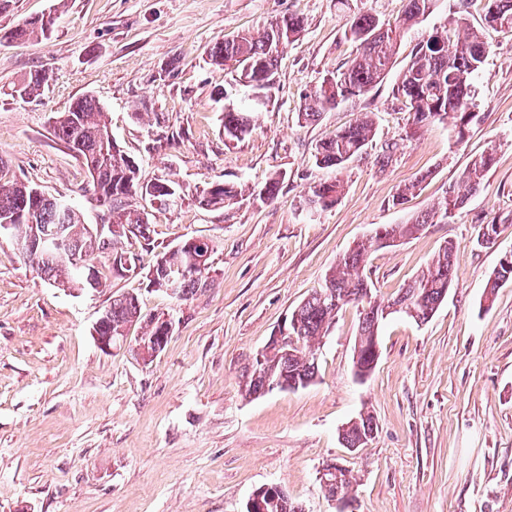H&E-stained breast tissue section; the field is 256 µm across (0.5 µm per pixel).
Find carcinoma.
<instances>
[{
	"label": "carcinoma",
	"instance_id": "cac0c4a2",
	"mask_svg": "<svg viewBox=\"0 0 512 512\" xmlns=\"http://www.w3.org/2000/svg\"><path fill=\"white\" fill-rule=\"evenodd\" d=\"M433 0H407L404 16L394 23H385L369 12H357L346 19L344 36L355 46V56L343 66L326 75L306 97L301 115L306 121H316L321 113L336 109L341 103L368 94L389 74L392 68L394 42L406 30L430 12ZM484 25L492 29H512V0H487ZM54 17L26 19L0 36V41L25 43L46 38L52 31ZM301 29L297 17H284L269 24L263 35H251L232 41L218 40L209 52L210 64L233 69L236 76H247L253 86L264 87L274 75L278 58L290 39ZM487 48L481 34L472 29L466 18L460 17L451 26H443L421 41L411 59L399 73L394 85V95L415 102L411 112L410 129L416 130L434 122L448 123L462 141L470 124L477 116L475 82L486 57ZM44 77L35 74L14 87L20 98L39 94ZM224 139L235 141L251 131L250 113L242 108H227L222 112ZM53 134L81 160L89 174L97 175L92 184L103 205L118 215L117 228L112 237L98 240L92 256L116 258L119 250L115 241L128 234L145 242L151 241V224L141 217V211L128 208L127 200L142 195L139 168L124 151L112 147V130L107 113L96 98L84 96L76 100L68 111L54 117ZM374 128L367 117L344 127L322 141L317 147L316 162L326 168H341L362 155L372 143ZM494 163L488 153L472 159L459 177L461 186L453 185L445 192L439 205L405 224L386 225L380 235L393 242L409 238L426 224L448 223L465 207L469 195L477 192L482 180ZM431 173L421 175L404 185L393 204L405 203ZM282 175L270 179L257 193L263 202L278 196ZM343 185L338 180L313 184L302 195L301 203L314 204V210H324L336 204ZM35 187L14 183L10 187L0 184V222L39 204V223L50 228H60L76 248H83L90 241L82 215L74 206L66 207L61 200L41 196L36 201ZM238 196L233 184L219 182L203 191L200 204L222 207ZM180 197L177 185L166 179H157L151 192L144 198L147 203L157 201L165 208ZM375 246L370 239L348 249L339 259L336 271L326 279L325 286L304 299L292 312L288 321V335L295 337L288 352H273L264 356L260 364L263 375L254 377L243 374L244 392L251 396L263 393L264 376L274 380H293L304 388L314 382L318 373L315 362V341L328 331L332 319L346 305L362 306L360 313L358 359L356 363L366 368L371 364L373 337L386 320L384 313L395 304L401 313L417 323H424L433 315L448 295L454 272L453 244L445 245L432 262L399 292L386 300L373 299L371 284L362 277L369 250ZM23 260L34 265L47 280L59 287L84 291L101 286L100 280L87 282L77 272L74 264H53L37 255H25ZM512 281V269L504 264L494 269L487 281L486 301L492 302L497 288ZM209 287L207 279L188 274L179 284V300L187 301L199 291ZM144 319L138 299L123 295L112 299L106 308V319L101 322L103 333L114 336L124 334L127 327ZM375 429L371 415H362L350 423L344 434L351 440H360ZM266 512H304L302 505L291 499L272 497L266 501Z\"/></svg>",
	"mask_w": 512,
	"mask_h": 512
}]
</instances>
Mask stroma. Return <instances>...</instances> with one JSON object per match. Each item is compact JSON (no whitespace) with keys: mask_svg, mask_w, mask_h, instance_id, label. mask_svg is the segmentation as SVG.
I'll list each match as a JSON object with an SVG mask.
<instances>
[{"mask_svg":"<svg viewBox=\"0 0 512 512\" xmlns=\"http://www.w3.org/2000/svg\"><path fill=\"white\" fill-rule=\"evenodd\" d=\"M483 3L435 0L401 39L391 77L307 123L305 94L355 51L343 36L347 16L393 21L405 0H7L1 34L49 12L55 25L45 39L0 43V180L73 201L85 223H98L103 207L86 169L52 132L53 116L90 94L142 180H171L184 200L152 209L150 243L123 239L139 258L135 271L104 273L103 288L77 294L45 280L0 236V512H245L252 492L270 484L305 512H336L319 480L330 463L356 479L351 512H512V283L485 301L490 274L512 251V31L484 27ZM460 11L488 43L475 82L480 117L460 142L438 122L410 134L393 77ZM288 15L303 24L267 103L248 135L225 142L217 94L238 104L252 91L211 66L209 51ZM34 74L45 78L39 96H11ZM365 112L375 123L366 154L339 169L317 165L319 143ZM485 152L495 161L484 187L453 222L367 256L363 274L386 299L455 244V277L428 322L384 321L377 366L361 382L359 311L347 305L318 344L312 384L245 396L246 366L339 255L436 206ZM276 174L277 199L261 202ZM419 176L418 194L393 205ZM335 178L344 185L335 206L302 209L310 184ZM217 182L238 185V197L200 206V192ZM492 222L496 245L479 246L480 226ZM191 237L215 245L212 284L179 301L152 289L150 270ZM122 294L173 323L152 361L103 353L91 335ZM363 412L375 435L352 452L339 432Z\"/></svg>","mask_w":512,"mask_h":512,"instance_id":"35a3bbf8","label":"stroma"}]
</instances>
